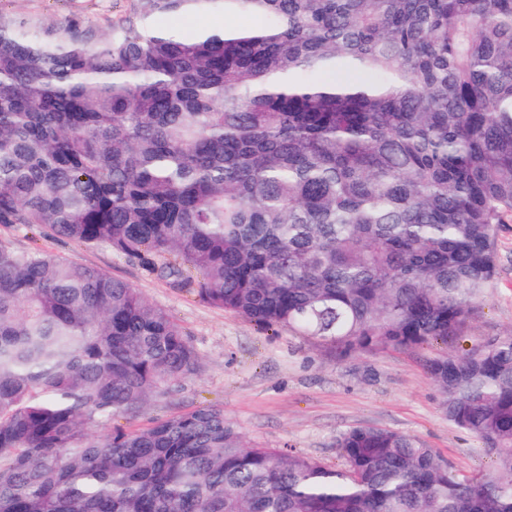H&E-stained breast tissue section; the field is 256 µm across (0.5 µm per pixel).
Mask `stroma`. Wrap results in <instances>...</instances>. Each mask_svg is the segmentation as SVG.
<instances>
[{"mask_svg": "<svg viewBox=\"0 0 512 512\" xmlns=\"http://www.w3.org/2000/svg\"><path fill=\"white\" fill-rule=\"evenodd\" d=\"M133 0H0V13L47 22L81 17L97 23L127 14ZM0 241L26 251L95 266L136 288L165 309L197 350L200 372L175 382L135 423L220 404L248 443L343 468L336 446L352 427H379L421 438L443 463L463 474L491 470L481 443L449 423L427 366L448 352L469 349L484 337L512 331V223L498 225L497 266L477 318L446 344L405 351L361 352L339 358L288 331L271 334L251 321L203 301L196 291L172 286L137 260L111 249L90 248L36 227L0 224Z\"/></svg>", "mask_w": 512, "mask_h": 512, "instance_id": "stroma-1", "label": "stroma"}]
</instances>
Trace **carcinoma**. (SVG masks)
Returning <instances> with one entry per match:
<instances>
[{
  "mask_svg": "<svg viewBox=\"0 0 512 512\" xmlns=\"http://www.w3.org/2000/svg\"><path fill=\"white\" fill-rule=\"evenodd\" d=\"M212 13L257 23L161 24ZM511 222L512 0H134L106 30L0 12V224L343 358L461 335ZM429 369L492 473L377 427L330 469L219 405L124 427L198 372L181 326L0 243V512H512V332Z\"/></svg>",
  "mask_w": 512,
  "mask_h": 512,
  "instance_id": "obj_1",
  "label": "carcinoma"
}]
</instances>
